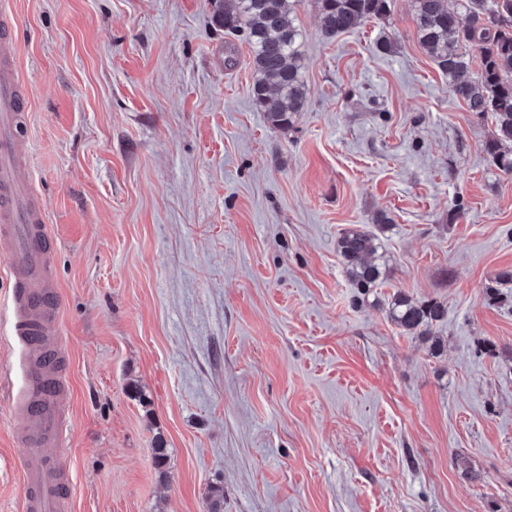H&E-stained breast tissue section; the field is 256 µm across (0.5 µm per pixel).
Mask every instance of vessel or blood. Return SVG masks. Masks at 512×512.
<instances>
[{
  "label": "vessel or blood",
  "mask_w": 512,
  "mask_h": 512,
  "mask_svg": "<svg viewBox=\"0 0 512 512\" xmlns=\"http://www.w3.org/2000/svg\"><path fill=\"white\" fill-rule=\"evenodd\" d=\"M10 27L0 28V242L8 246L9 310L14 345L31 351L18 371L11 398L19 422L36 420V430L19 429L17 468L22 480V512H69L70 480L59 451L69 436L59 410L68 386V352L58 332L59 306L51 280L52 241L44 214L28 200L30 180L19 163L16 132L27 99L20 89Z\"/></svg>",
  "instance_id": "obj_1"
}]
</instances>
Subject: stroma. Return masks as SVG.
<instances>
[{
    "instance_id": "obj_1",
    "label": "stroma",
    "mask_w": 512,
    "mask_h": 512,
    "mask_svg": "<svg viewBox=\"0 0 512 512\" xmlns=\"http://www.w3.org/2000/svg\"><path fill=\"white\" fill-rule=\"evenodd\" d=\"M296 13L308 99L279 130L208 0H0L56 241L71 512H211L217 487L224 512H512L494 127L451 95L414 0L330 39L316 0ZM381 212L391 276L362 298L336 242ZM399 291L444 304L431 338L390 320ZM8 298L0 254V512H19Z\"/></svg>"
}]
</instances>
